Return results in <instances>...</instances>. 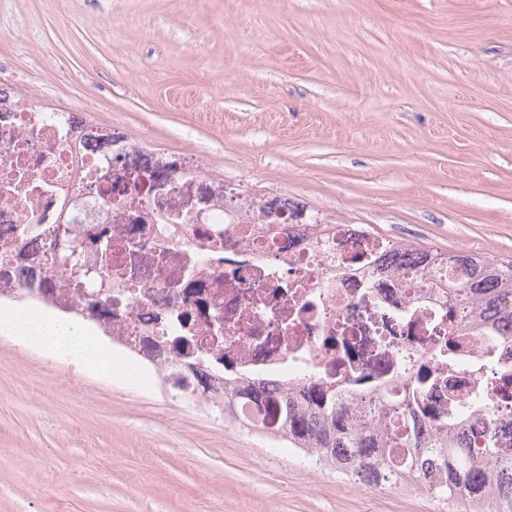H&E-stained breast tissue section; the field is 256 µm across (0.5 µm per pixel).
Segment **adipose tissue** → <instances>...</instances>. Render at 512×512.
<instances>
[{
	"mask_svg": "<svg viewBox=\"0 0 512 512\" xmlns=\"http://www.w3.org/2000/svg\"><path fill=\"white\" fill-rule=\"evenodd\" d=\"M0 329L20 336L51 356H67L104 378H128L131 370L110 348L71 322L47 319L21 310L0 311Z\"/></svg>",
	"mask_w": 512,
	"mask_h": 512,
	"instance_id": "1",
	"label": "adipose tissue"
}]
</instances>
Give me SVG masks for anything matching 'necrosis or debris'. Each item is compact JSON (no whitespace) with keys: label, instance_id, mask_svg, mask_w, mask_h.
Returning a JSON list of instances; mask_svg holds the SVG:
<instances>
[{"label":"necrosis or debris","instance_id":"necrosis-or-debris-1","mask_svg":"<svg viewBox=\"0 0 512 512\" xmlns=\"http://www.w3.org/2000/svg\"><path fill=\"white\" fill-rule=\"evenodd\" d=\"M40 112L15 90L0 93V244L22 252L0 253V267L14 271L0 293H16L68 238L108 224L120 306L110 332L130 353L163 341L150 378L181 397L195 398L197 377L166 344L178 328L188 350L223 358L226 378H262L299 393L332 385L354 418L378 395L406 402L413 368L435 366L460 314L422 277L411 243L397 247L340 224L325 250L309 225L269 221L243 189L239 204L213 212V224H185L160 240L145 170L124 169L111 195L85 190L98 175L96 142L125 154L135 144L109 129H76L73 113L44 123ZM217 320L219 338L211 332ZM458 342L460 395L476 381L498 386L512 376V342Z\"/></svg>","mask_w":512,"mask_h":512}]
</instances>
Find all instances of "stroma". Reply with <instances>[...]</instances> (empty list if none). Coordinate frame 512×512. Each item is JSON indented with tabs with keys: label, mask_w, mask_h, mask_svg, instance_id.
<instances>
[{
	"label": "stroma",
	"mask_w": 512,
	"mask_h": 512,
	"mask_svg": "<svg viewBox=\"0 0 512 512\" xmlns=\"http://www.w3.org/2000/svg\"><path fill=\"white\" fill-rule=\"evenodd\" d=\"M0 83L377 236L512 259V0H0ZM0 332V512H462Z\"/></svg>",
	"instance_id": "obj_1"
}]
</instances>
